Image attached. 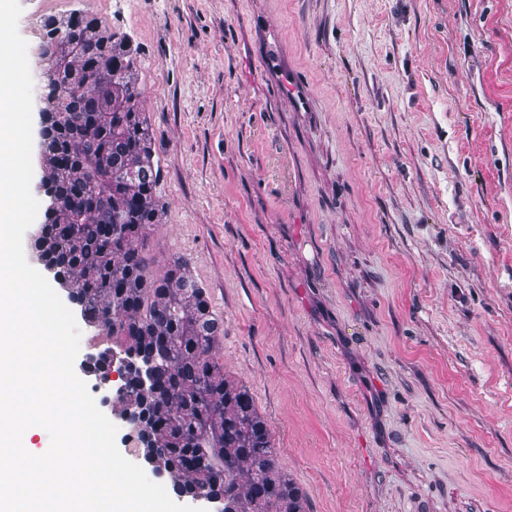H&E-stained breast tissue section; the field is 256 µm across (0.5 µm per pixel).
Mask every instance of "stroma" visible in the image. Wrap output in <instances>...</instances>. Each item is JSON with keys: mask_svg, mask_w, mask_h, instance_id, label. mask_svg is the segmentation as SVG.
I'll use <instances>...</instances> for the list:
<instances>
[{"mask_svg": "<svg viewBox=\"0 0 512 512\" xmlns=\"http://www.w3.org/2000/svg\"><path fill=\"white\" fill-rule=\"evenodd\" d=\"M24 3L34 112L46 18L135 49L144 251L205 289L306 512H512V0Z\"/></svg>", "mask_w": 512, "mask_h": 512, "instance_id": "obj_1", "label": "stroma"}]
</instances>
